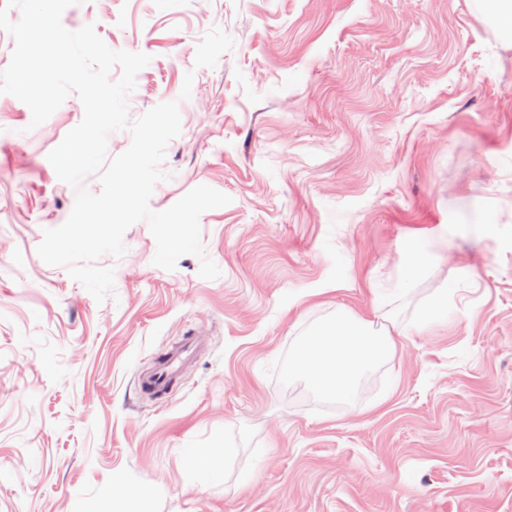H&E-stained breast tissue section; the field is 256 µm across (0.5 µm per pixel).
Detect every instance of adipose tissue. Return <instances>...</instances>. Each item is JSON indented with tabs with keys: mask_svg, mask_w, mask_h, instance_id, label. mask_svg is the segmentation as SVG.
Listing matches in <instances>:
<instances>
[{
	"mask_svg": "<svg viewBox=\"0 0 512 512\" xmlns=\"http://www.w3.org/2000/svg\"><path fill=\"white\" fill-rule=\"evenodd\" d=\"M394 352L392 327L374 317L342 313L303 341L290 369L306 372L323 396L342 399L367 369L391 359Z\"/></svg>",
	"mask_w": 512,
	"mask_h": 512,
	"instance_id": "obj_1",
	"label": "adipose tissue"
}]
</instances>
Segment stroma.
<instances>
[{
  "instance_id": "35a3bbf8",
  "label": "stroma",
  "mask_w": 512,
  "mask_h": 512,
  "mask_svg": "<svg viewBox=\"0 0 512 512\" xmlns=\"http://www.w3.org/2000/svg\"><path fill=\"white\" fill-rule=\"evenodd\" d=\"M62 24L150 55L130 118L179 104L151 209L231 201L200 217L219 278L154 265L140 221L97 302L37 254L83 105L33 129L0 94V512H512V37L474 0H80ZM375 309L404 334L350 399L289 376ZM187 334L199 357L145 395Z\"/></svg>"
}]
</instances>
